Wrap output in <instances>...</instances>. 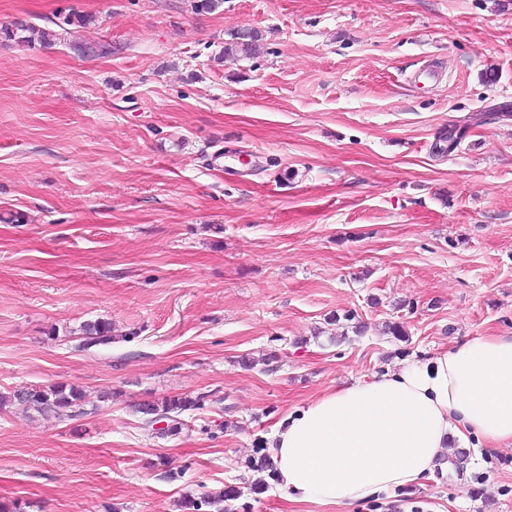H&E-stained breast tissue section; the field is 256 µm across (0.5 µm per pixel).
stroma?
Returning <instances> with one entry per match:
<instances>
[{
    "label": "stroma",
    "mask_w": 512,
    "mask_h": 512,
    "mask_svg": "<svg viewBox=\"0 0 512 512\" xmlns=\"http://www.w3.org/2000/svg\"><path fill=\"white\" fill-rule=\"evenodd\" d=\"M193 2L0 0V27L54 36L0 38V391L95 406L0 412V501L23 512H215L229 485L226 512H342L251 467L274 424L512 336V0ZM98 318L116 342L79 348ZM202 394L173 436L133 411ZM470 462L356 512H512V446ZM0 33L5 40L15 41L18 45L28 48L35 47L36 43L43 47L52 43V35L48 32L22 22H15L10 27L1 28ZM20 405L45 418L75 420L85 416L90 402L77 386L54 383L43 387H22L0 393V410Z\"/></svg>",
    "instance_id": "obj_1"
}]
</instances>
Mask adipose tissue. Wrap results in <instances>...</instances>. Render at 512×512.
Segmentation results:
<instances>
[{"label": "adipose tissue", "mask_w": 512, "mask_h": 512, "mask_svg": "<svg viewBox=\"0 0 512 512\" xmlns=\"http://www.w3.org/2000/svg\"><path fill=\"white\" fill-rule=\"evenodd\" d=\"M512 444V336H477L297 408L266 442L289 500L352 512L470 440Z\"/></svg>", "instance_id": "adipose-tissue-1"}]
</instances>
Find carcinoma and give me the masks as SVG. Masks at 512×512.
<instances>
[{"label": "carcinoma", "mask_w": 512, "mask_h": 512, "mask_svg": "<svg viewBox=\"0 0 512 512\" xmlns=\"http://www.w3.org/2000/svg\"><path fill=\"white\" fill-rule=\"evenodd\" d=\"M4 38L16 42L20 46L32 47L36 44L46 46L52 43L51 35L30 24L15 22L11 26L0 29ZM80 346L91 348L106 346L114 342L112 322L103 319L87 321L80 326ZM204 397L169 396L158 400L143 402L135 406L144 425H152L159 419L166 422L164 434L175 435L181 430L180 416L188 411L197 410L202 406ZM20 405L45 418L75 420L85 416L89 406L86 393L77 386L54 383L43 387H22L8 393H0V410L9 406ZM239 497V490L233 486L208 499L207 504L216 508V512H224L223 503Z\"/></svg>", "instance_id": "cac0c4a2"}]
</instances>
